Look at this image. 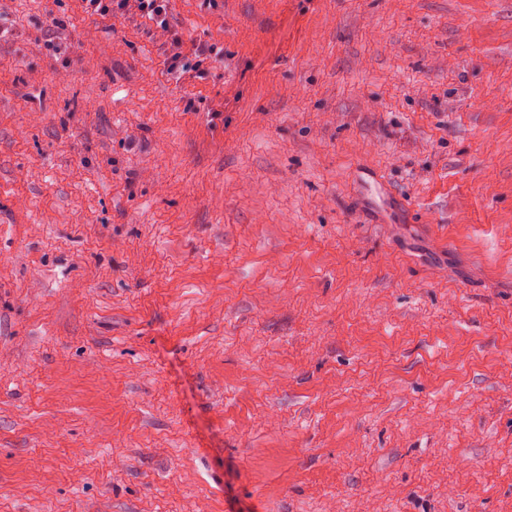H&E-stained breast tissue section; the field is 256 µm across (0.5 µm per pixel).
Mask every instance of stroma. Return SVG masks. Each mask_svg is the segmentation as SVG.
Instances as JSON below:
<instances>
[{
  "instance_id": "stroma-1",
  "label": "stroma",
  "mask_w": 512,
  "mask_h": 512,
  "mask_svg": "<svg viewBox=\"0 0 512 512\" xmlns=\"http://www.w3.org/2000/svg\"><path fill=\"white\" fill-rule=\"evenodd\" d=\"M170 15L0 0V512H512V0ZM82 12L88 17H109L125 14L133 7L145 23L149 22L151 31L164 40V68L166 75L176 84H182L187 78L196 81L207 77L210 66L224 63V47L208 41L192 44L191 52H184V38L170 21V0H78ZM130 2H134L132 5Z\"/></svg>"
}]
</instances>
